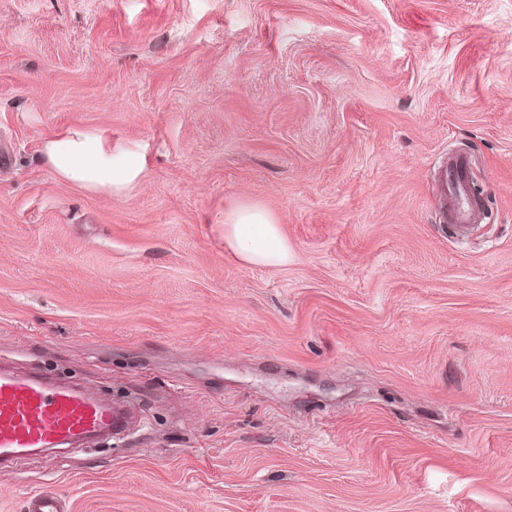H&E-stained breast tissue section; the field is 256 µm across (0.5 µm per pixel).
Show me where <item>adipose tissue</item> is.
I'll return each instance as SVG.
<instances>
[{"instance_id": "1", "label": "adipose tissue", "mask_w": 512, "mask_h": 512, "mask_svg": "<svg viewBox=\"0 0 512 512\" xmlns=\"http://www.w3.org/2000/svg\"><path fill=\"white\" fill-rule=\"evenodd\" d=\"M41 153L59 180L111 196L125 194L137 185L147 165L138 148L116 152L102 135L81 130L45 137ZM221 228L226 248L240 261L272 268L287 264L288 243L268 210L229 198Z\"/></svg>"}]
</instances>
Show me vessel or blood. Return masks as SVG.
<instances>
[{"label": "vessel or blood", "mask_w": 512, "mask_h": 512, "mask_svg": "<svg viewBox=\"0 0 512 512\" xmlns=\"http://www.w3.org/2000/svg\"><path fill=\"white\" fill-rule=\"evenodd\" d=\"M468 167L465 157H449L439 178L448 199V220L460 229L473 217ZM125 429V412L116 402L84 387L51 383L0 364V469L45 448L82 450Z\"/></svg>", "instance_id": "vessel-or-blood-1"}]
</instances>
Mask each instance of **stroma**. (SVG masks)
<instances>
[{
	"label": "stroma",
	"mask_w": 512,
	"mask_h": 512,
	"mask_svg": "<svg viewBox=\"0 0 512 512\" xmlns=\"http://www.w3.org/2000/svg\"><path fill=\"white\" fill-rule=\"evenodd\" d=\"M68 129L144 178L63 184ZM0 150V355L133 404L0 512H512V0H0ZM230 197L286 265L225 253ZM42 158L59 180L87 191L122 195L137 185L146 170V157L136 147L112 152L102 135L68 130L42 141ZM468 161L462 156H448L441 171L439 188L448 198V222L461 230L473 217L469 207L470 182Z\"/></svg>",
	"instance_id": "1"
}]
</instances>
